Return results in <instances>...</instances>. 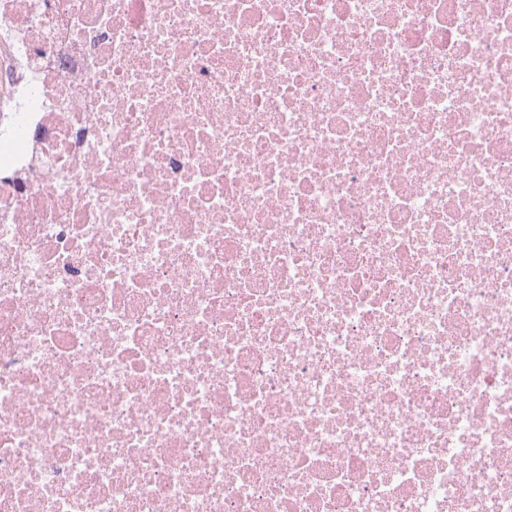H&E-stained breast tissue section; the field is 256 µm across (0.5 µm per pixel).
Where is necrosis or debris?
<instances>
[{
	"label": "necrosis or debris",
	"instance_id": "1",
	"mask_svg": "<svg viewBox=\"0 0 512 512\" xmlns=\"http://www.w3.org/2000/svg\"><path fill=\"white\" fill-rule=\"evenodd\" d=\"M0 512H512V0H0Z\"/></svg>",
	"mask_w": 512,
	"mask_h": 512
}]
</instances>
